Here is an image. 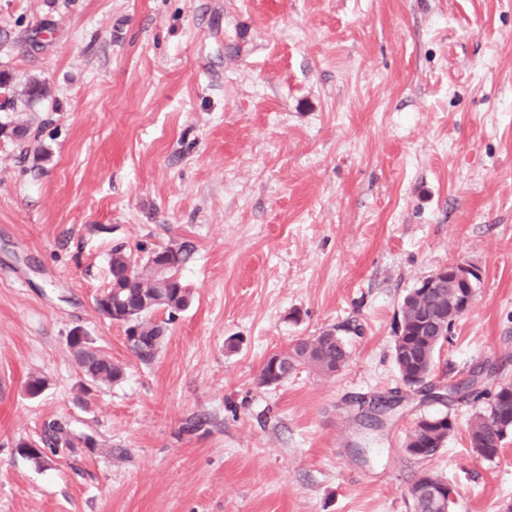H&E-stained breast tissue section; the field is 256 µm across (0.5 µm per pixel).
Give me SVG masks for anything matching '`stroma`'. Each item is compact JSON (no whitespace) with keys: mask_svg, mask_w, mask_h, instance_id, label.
I'll use <instances>...</instances> for the list:
<instances>
[{"mask_svg":"<svg viewBox=\"0 0 512 512\" xmlns=\"http://www.w3.org/2000/svg\"><path fill=\"white\" fill-rule=\"evenodd\" d=\"M0 512H412L431 471L452 512L512 505V436L470 446L479 406L424 400L393 359L404 296L482 271L435 359L442 385L512 380V0H0ZM190 256L152 364L99 315L112 251ZM336 326V375L266 387L272 353ZM84 331L123 379L85 393ZM44 379L41 395L28 382ZM398 396L384 428L359 402ZM445 410L431 458L405 441ZM94 445L48 468L45 421ZM13 88H14V76L13 74L6 69L0 70V95L3 96L5 100L8 102L9 107L14 111L18 107H30L35 102L42 99L46 93L47 88L38 79H31L29 80L26 90H25V98L22 99H16L15 95L13 94ZM18 101L20 102V106H18ZM451 272L458 288L461 289L455 303L459 312L465 314L471 308L474 300L475 292L472 284L475 280L474 274H478V272L466 262L455 263ZM436 421L440 426L434 429V434L430 438L431 445H427V439L423 438L421 432V424L426 421ZM454 430V423L450 414L447 413H434L421 417L417 422L415 428L411 432L406 442V448H420L417 452L409 453L411 456L427 459L432 457L446 442L450 434ZM412 445H420L419 447H412Z\"/></svg>","mask_w":512,"mask_h":512,"instance_id":"stroma-1","label":"stroma"}]
</instances>
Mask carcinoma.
Returning a JSON list of instances; mask_svg holds the SVG:
<instances>
[{"label":"carcinoma","instance_id":"obj_1","mask_svg":"<svg viewBox=\"0 0 512 512\" xmlns=\"http://www.w3.org/2000/svg\"><path fill=\"white\" fill-rule=\"evenodd\" d=\"M14 76L7 69L0 70V95L13 110L32 106L42 99L47 88L38 79L29 80L25 98L18 100L13 94ZM189 252L185 247H167L148 253L142 261L121 248L112 252L110 264V291L100 301L107 312V319L122 324L125 332L141 329L142 342L129 347L131 353L142 363L154 361L166 337V328L151 321L152 312L160 307L170 313L183 310L190 303V293L177 277V271L187 261ZM406 306L400 309L395 325V341L412 346L415 355L403 364H396L403 383L419 387L424 379L433 374L436 352L448 341V336L458 315H451L440 309L427 297L412 299L404 297ZM327 340L318 336L309 349L296 341L295 355L290 357L291 368L302 366L314 368L322 373L330 367L347 365L350 351L338 335L326 333ZM86 377L100 376L105 384L120 381L123 369L108 356L95 349L90 340H75L69 343ZM486 400L482 410L470 419L468 433L471 447L479 450L485 459L494 458L504 440L512 434V425L504 427L503 418H512V382L498 380L489 389L472 390L462 398ZM454 430V423L448 413H434L421 417L407 439L406 447L420 446L412 456L427 459L443 446ZM77 447L75 438L57 421L44 425L41 437L34 441H20L19 454L38 466L45 465L51 457L65 450Z\"/></svg>","mask_w":512,"mask_h":512}]
</instances>
